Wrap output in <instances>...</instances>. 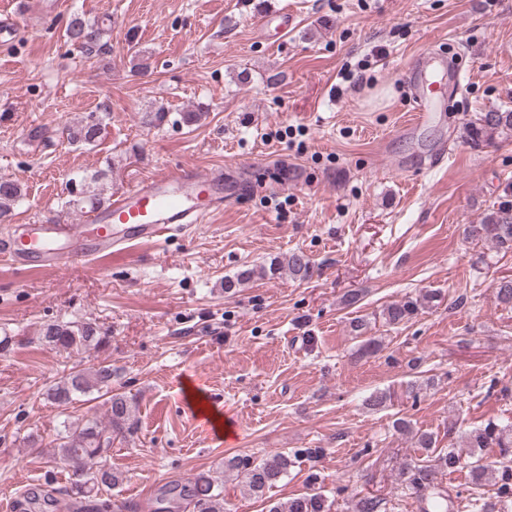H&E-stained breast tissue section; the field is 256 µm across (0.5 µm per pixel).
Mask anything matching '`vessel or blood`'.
<instances>
[{
	"instance_id": "b4317fda",
	"label": "vessel or blood",
	"mask_w": 512,
	"mask_h": 512,
	"mask_svg": "<svg viewBox=\"0 0 512 512\" xmlns=\"http://www.w3.org/2000/svg\"><path fill=\"white\" fill-rule=\"evenodd\" d=\"M62 0H25L19 16L0 18V42L7 43L20 16L41 17L62 8ZM416 99L411 126L424 125L439 111L446 91L460 88L463 76L443 56L429 55L410 73ZM224 171L219 167L176 169L161 179L147 178L115 196L88 224H23L0 243V255L30 270L66 269L80 258L111 254L128 243L160 241L184 232L224 209Z\"/></svg>"
}]
</instances>
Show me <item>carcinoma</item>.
I'll return each mask as SVG.
<instances>
[{"label": "carcinoma", "instance_id": "carcinoma-1", "mask_svg": "<svg viewBox=\"0 0 512 512\" xmlns=\"http://www.w3.org/2000/svg\"><path fill=\"white\" fill-rule=\"evenodd\" d=\"M109 33L104 23L89 20L79 14L69 17L64 30L66 43L78 51L91 55L104 50ZM110 111V103L100 102L77 129L69 132L70 143L92 145L102 134L100 114ZM512 134V111H489L480 114L468 128L470 143L476 147L488 144L503 135ZM69 193L73 203L94 212L103 203L100 195L88 190L84 180L70 183ZM22 196L20 185L7 177H0V222L11 216L14 205ZM468 239L488 241L505 251H512V203L502 202L485 215L479 224H468L464 228ZM287 269L289 276L306 280L312 277L314 265L302 251L288 255L286 264H270L269 273L274 276L281 269ZM423 301L405 297L389 304L382 311L385 322L391 326L405 324L418 314ZM38 340L41 345L68 354L98 352L107 343V337L100 335L96 324L90 321H69L43 326ZM98 393L105 398L107 421L81 419L65 426L60 435L57 456L63 461H81L92 465L88 478L76 485V512H104L110 508L105 500L97 498L102 488L112 489L119 483V476L107 465V453L115 440H123L135 430L134 409L131 399L122 392L112 389V365L100 363L96 366L75 369L47 393V397L59 407L67 406L82 396ZM470 448H498L509 463L492 468L476 458L468 466L476 474V481L469 489L466 507L470 512H485L481 488L482 479L491 473L490 483L495 487L498 501L512 503V424L489 421L470 434ZM320 448H305L291 452H270L253 460L241 457L234 460L235 470L243 488L251 495L263 496L267 490L288 473L295 460L306 455L316 456ZM461 458L453 450L439 452L424 461H411L402 469L406 488L415 495L418 512H453L455 505L448 490L438 482V475L459 466ZM163 495L172 500H185L193 505L195 512H224V486L208 474H197L186 483L175 481L165 487ZM334 503L319 494H300L285 503H277L270 512H332Z\"/></svg>", "mask_w": 512, "mask_h": 512}]
</instances>
